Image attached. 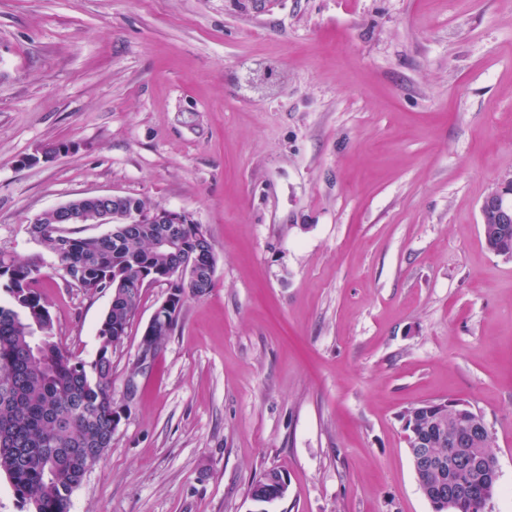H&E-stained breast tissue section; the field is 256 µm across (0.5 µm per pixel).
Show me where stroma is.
Listing matches in <instances>:
<instances>
[{
  "instance_id": "1",
  "label": "stroma",
  "mask_w": 512,
  "mask_h": 512,
  "mask_svg": "<svg viewBox=\"0 0 512 512\" xmlns=\"http://www.w3.org/2000/svg\"><path fill=\"white\" fill-rule=\"evenodd\" d=\"M509 180L512 0H0V250L42 263L58 342L91 362L111 296L53 269L40 212L131 196L217 257L72 512H255L269 469L267 512H432L400 416L440 398L512 512V259L480 214Z\"/></svg>"
}]
</instances>
